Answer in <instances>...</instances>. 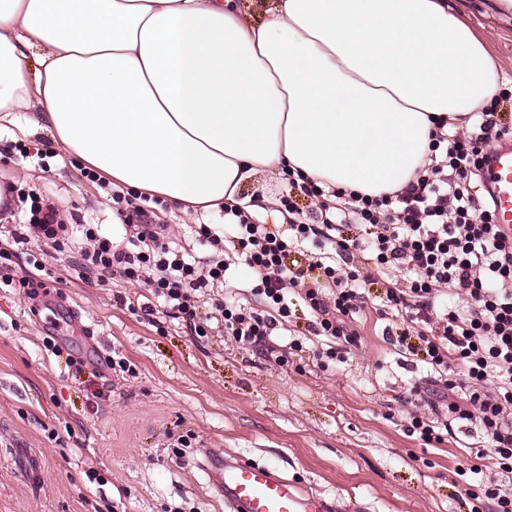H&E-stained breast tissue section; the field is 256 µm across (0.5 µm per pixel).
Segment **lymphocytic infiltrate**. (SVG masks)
Instances as JSON below:
<instances>
[{"label": "lymphocytic infiltrate", "mask_w": 512, "mask_h": 512, "mask_svg": "<svg viewBox=\"0 0 512 512\" xmlns=\"http://www.w3.org/2000/svg\"><path fill=\"white\" fill-rule=\"evenodd\" d=\"M474 127L463 136L436 132L431 162L415 182L380 195L351 194L331 217H301L292 191L316 199L323 191L295 177L281 199L284 227L256 222L247 204L226 206L223 223L198 226L207 250L198 259L185 256L169 225L157 222L162 201L121 187L107 193L128 230L125 243H112L94 224L63 223L49 198L36 195L12 240L20 249L33 239L56 251L77 244L75 265L86 281L144 285L192 335L217 329L245 349L271 350L288 317V294L302 288L313 315L308 332L331 359L355 345L352 323L367 287L382 281V306L402 321L391 341L435 375L432 415L413 416L414 431L438 441L442 415L478 422L493 466L512 473V237L493 224L489 200L474 188L498 127L495 111L478 113ZM344 224L358 226L359 235L342 236ZM303 245L315 248L323 285H305L301 272L287 267L289 253ZM236 255L255 277L249 302L227 305L214 292L229 280Z\"/></svg>", "instance_id": "obj_1"}]
</instances>
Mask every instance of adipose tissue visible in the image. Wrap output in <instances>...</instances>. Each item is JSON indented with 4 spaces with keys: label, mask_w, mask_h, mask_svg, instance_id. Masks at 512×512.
Instances as JSON below:
<instances>
[{
    "label": "adipose tissue",
    "mask_w": 512,
    "mask_h": 512,
    "mask_svg": "<svg viewBox=\"0 0 512 512\" xmlns=\"http://www.w3.org/2000/svg\"><path fill=\"white\" fill-rule=\"evenodd\" d=\"M0 0V132H48L182 213L289 170L368 194L413 182L441 122L499 91L448 0ZM34 109L19 123L18 112Z\"/></svg>",
    "instance_id": "1"
}]
</instances>
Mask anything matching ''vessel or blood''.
Listing matches in <instances>:
<instances>
[{
	"mask_svg": "<svg viewBox=\"0 0 512 512\" xmlns=\"http://www.w3.org/2000/svg\"><path fill=\"white\" fill-rule=\"evenodd\" d=\"M485 187L494 204V222L512 234V143L489 157ZM205 473L223 497L225 512H363L354 500L331 499L291 483L278 469L236 455L208 458Z\"/></svg>",
	"mask_w": 512,
	"mask_h": 512,
	"instance_id": "vessel-or-blood-1",
	"label": "vessel or blood"
}]
</instances>
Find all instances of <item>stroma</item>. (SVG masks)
I'll return each mask as SVG.
<instances>
[{"instance_id":"stroma-1","label":"stroma","mask_w":512,"mask_h":512,"mask_svg":"<svg viewBox=\"0 0 512 512\" xmlns=\"http://www.w3.org/2000/svg\"><path fill=\"white\" fill-rule=\"evenodd\" d=\"M456 7L499 63L493 105L512 127V15L491 0ZM45 150L46 172L37 165ZM0 179L59 199L104 236L126 235L102 191L46 133L0 137ZM283 189L261 173L242 194L260 220L276 224ZM67 260L45 256L49 294L0 290V512H224L199 466L207 449L272 465L327 496L360 499L368 512H471L457 472L477 465L481 431L454 421L443 442L430 444L412 433L410 414L428 407L409 390L427 372L389 344L376 311L381 285H372L355 323L358 346L347 362L318 357L308 341L282 365L224 335H190L163 311L144 319L127 303L146 302L149 289L85 283ZM54 309L79 329L60 338L59 356L42 345ZM108 359L114 368H104ZM97 368L104 396L93 406L87 384ZM34 462L42 474L32 484L24 471Z\"/></svg>"}]
</instances>
